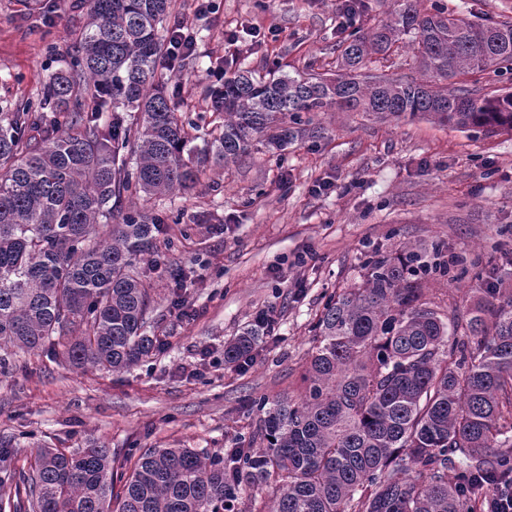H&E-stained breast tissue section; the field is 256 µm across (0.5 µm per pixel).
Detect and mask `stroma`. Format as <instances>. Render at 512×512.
<instances>
[{
	"label": "stroma",
	"mask_w": 512,
	"mask_h": 512,
	"mask_svg": "<svg viewBox=\"0 0 512 512\" xmlns=\"http://www.w3.org/2000/svg\"><path fill=\"white\" fill-rule=\"evenodd\" d=\"M443 2L469 20L512 21V0ZM171 10L197 37L190 62L167 67L169 90L193 114L206 110L216 71L274 60L290 73L336 71V0H214L203 12L171 0ZM87 13V0H0V112L36 99ZM313 118L318 133L286 159L258 143L191 193L140 200L165 218L160 268L146 281L148 330L165 347L121 373L22 355L21 370L0 373V444L14 448L16 467L30 468L38 448L92 439L120 458L134 448L227 453L261 424L254 398L296 394L325 302L359 281L373 253L441 244L512 286V134L333 108ZM262 310L274 333L260 336L249 366L225 365V341Z\"/></svg>",
	"instance_id": "obj_1"
}]
</instances>
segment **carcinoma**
<instances>
[{"mask_svg": "<svg viewBox=\"0 0 512 512\" xmlns=\"http://www.w3.org/2000/svg\"><path fill=\"white\" fill-rule=\"evenodd\" d=\"M88 2L71 61L36 101L0 113V373L17 368L18 351L61 346L73 367L108 372L161 351L146 333L139 267L161 219L138 199L189 192L256 142L284 151L312 112L512 133V92L430 81L512 67V23L459 18L438 0L427 12L398 0L385 23L345 32L334 78L237 69L211 89L206 131L158 77L171 0ZM405 36L422 78L363 73ZM424 257L413 244L376 253L358 283L329 297L300 394L259 402L264 446L149 448L130 470L103 442L44 447L0 500L23 497L29 512H474L472 489L448 472L512 469V292L486 281L450 315L429 280L467 269ZM260 332L224 343V364L252 358ZM271 484L269 508H240L241 491Z\"/></svg>", "mask_w": 512, "mask_h": 512, "instance_id": "cac0c4a2", "label": "carcinoma"}]
</instances>
